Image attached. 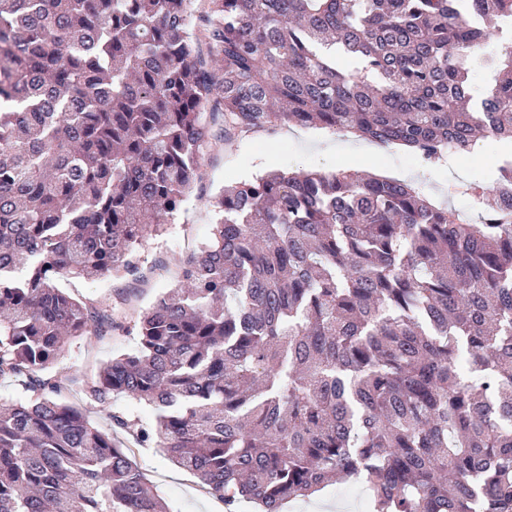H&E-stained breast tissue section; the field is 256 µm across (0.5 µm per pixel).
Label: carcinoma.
Instances as JSON below:
<instances>
[{
  "instance_id": "cac0c4a2",
  "label": "carcinoma",
  "mask_w": 512,
  "mask_h": 512,
  "mask_svg": "<svg viewBox=\"0 0 512 512\" xmlns=\"http://www.w3.org/2000/svg\"><path fill=\"white\" fill-rule=\"evenodd\" d=\"M0 0V512H167L64 392L151 410L140 437L232 507L332 478L371 512H512V165L480 222L412 185L270 172L135 323L133 352L53 370L112 309L62 280L144 277L139 247L202 179L209 139L278 124L437 162L512 142V0ZM205 44L218 68L199 51Z\"/></svg>"
}]
</instances>
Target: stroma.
Returning a JSON list of instances; mask_svg holds the SVG:
<instances>
[{
	"mask_svg": "<svg viewBox=\"0 0 512 512\" xmlns=\"http://www.w3.org/2000/svg\"><path fill=\"white\" fill-rule=\"evenodd\" d=\"M358 139L354 135L335 134L323 129L300 127L289 130L278 125L263 130L240 133L229 142L210 141L202 151L201 182L188 194L162 234L148 238L140 248L143 269L155 263L165 267L163 274L145 281L107 278L87 281L72 279L68 292L95 306L112 307L115 324L105 335L87 333L72 338L61 369L72 374L89 375L113 354L131 352L138 346L133 328L138 314L149 307L165 289L171 288L181 266L192 250L209 239L214 212L212 202L225 185L252 178L269 171L334 172L359 170L381 177L396 178L418 186L434 202L446 204L462 214H469L466 198L452 195L448 185L468 181L490 185L501 157L512 154V143L484 142L479 157L462 154L454 166L423 161L402 146L380 147L366 154L353 152ZM67 400L86 409L102 428L111 429L115 442L127 449L129 457L145 473L152 488L165 500L169 512H217L219 501L207 492L200 480L180 469L157 448H143L130 433L112 430L107 411L139 419L151 427L150 410L126 397H116L109 409L90 401L80 388L66 394Z\"/></svg>",
	"mask_w": 512,
	"mask_h": 512,
	"instance_id": "35a3bbf8",
	"label": "stroma"
}]
</instances>
